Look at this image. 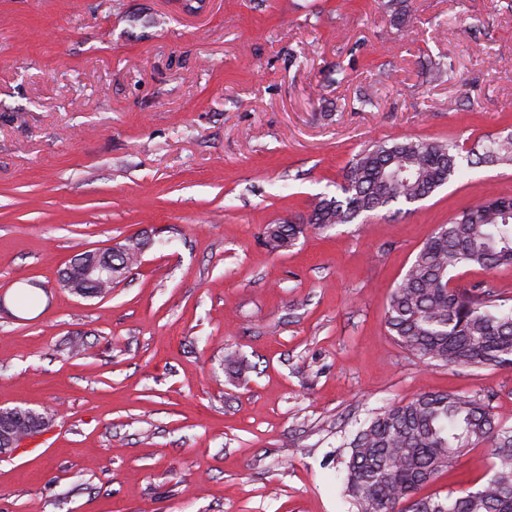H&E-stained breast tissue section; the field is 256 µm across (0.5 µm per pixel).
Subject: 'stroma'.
Segmentation results:
<instances>
[{
	"mask_svg": "<svg viewBox=\"0 0 512 512\" xmlns=\"http://www.w3.org/2000/svg\"><path fill=\"white\" fill-rule=\"evenodd\" d=\"M507 2L410 0L398 29L380 0H0V408L54 415L0 458V512H354L346 444L381 408L491 393L512 424V367H425L384 325L425 239L512 167L307 223L370 141L512 132ZM429 55L453 74L423 82ZM284 221L304 231L271 250ZM143 232L109 296L60 287ZM490 468L468 449L429 490ZM264 233L267 245L272 250H288L295 245L299 235L303 233V225L268 224Z\"/></svg>",
	"mask_w": 512,
	"mask_h": 512,
	"instance_id": "35a3bbf8",
	"label": "stroma"
}]
</instances>
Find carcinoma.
Segmentation results:
<instances>
[{
    "instance_id": "carcinoma-1",
    "label": "carcinoma",
    "mask_w": 512,
    "mask_h": 512,
    "mask_svg": "<svg viewBox=\"0 0 512 512\" xmlns=\"http://www.w3.org/2000/svg\"><path fill=\"white\" fill-rule=\"evenodd\" d=\"M390 22H408V0H385ZM442 59L421 61L433 82L446 75ZM480 163L512 165V133L468 147L457 140L404 138L364 146L350 161L339 194L314 205L310 222L351 224L393 203H415ZM301 224H268L267 245L293 247ZM153 240L129 237L106 250L112 276L88 284L77 271L61 287L105 296L141 262ZM463 266L492 272L512 267V197L489 198L437 228L420 246L392 291L385 327L394 342L420 363L496 369L512 367V307L486 281L455 285ZM491 448V477L479 488L415 498L467 448ZM343 493L355 512H512V426L493 412L492 396L427 392L389 405L365 421L348 443Z\"/></svg>"
}]
</instances>
